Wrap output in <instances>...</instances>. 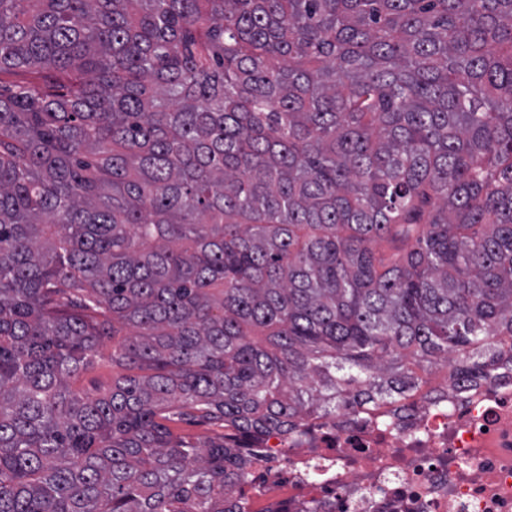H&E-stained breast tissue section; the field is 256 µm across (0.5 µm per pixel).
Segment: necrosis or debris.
<instances>
[{
    "label": "necrosis or debris",
    "instance_id": "1",
    "mask_svg": "<svg viewBox=\"0 0 512 512\" xmlns=\"http://www.w3.org/2000/svg\"><path fill=\"white\" fill-rule=\"evenodd\" d=\"M258 445L257 477L279 512H512L507 376Z\"/></svg>",
    "mask_w": 512,
    "mask_h": 512
}]
</instances>
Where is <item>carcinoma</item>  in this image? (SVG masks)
Here are the masks:
<instances>
[{"label":"carcinoma","mask_w":512,"mask_h":512,"mask_svg":"<svg viewBox=\"0 0 512 512\" xmlns=\"http://www.w3.org/2000/svg\"><path fill=\"white\" fill-rule=\"evenodd\" d=\"M4 73L0 512H251L262 436L512 374V0H0ZM112 351V343H107L101 349L102 357L98 359L95 365L88 371L82 373L79 377L72 380V386L75 389H107L112 386V382L123 375L130 373L123 367L112 363L109 354ZM171 429L176 434H180L194 441L203 439L206 436H211L217 431H222L219 428L197 424L187 420H176L175 422L169 423Z\"/></svg>","instance_id":"obj_1"}]
</instances>
